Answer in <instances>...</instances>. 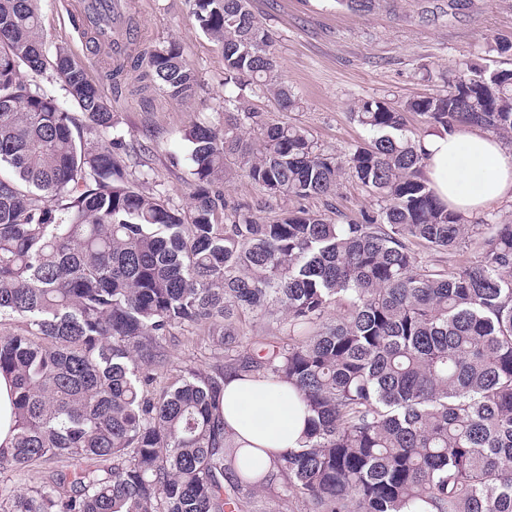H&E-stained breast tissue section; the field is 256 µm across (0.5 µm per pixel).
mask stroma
<instances>
[{"label":"stroma","instance_id":"stroma-1","mask_svg":"<svg viewBox=\"0 0 512 512\" xmlns=\"http://www.w3.org/2000/svg\"><path fill=\"white\" fill-rule=\"evenodd\" d=\"M67 2L40 0L47 43L68 46L111 101L129 171L147 174L146 190L169 206L188 208L193 186L184 132L193 124H224V59L220 46L198 27L194 0H127L139 51L171 41L181 44L200 83L190 106L159 90L136 93L140 72L130 67L121 76V91H114L107 50L96 48L73 23ZM251 10L273 33L279 78L300 102L298 110L283 112L273 100L260 97L253 99L254 108L269 120L304 127L332 154L368 142L367 131L351 116L350 108L359 100H381L398 108L408 99L441 93L446 77L469 61L491 71L512 69V56L493 49L497 39L512 40V0H378L364 15L335 0H251ZM378 206L368 189L347 175L332 198L277 201L267 215L330 208L345 221ZM467 221L477 232L455 250L415 246L421 265L445 271L473 259L496 225L512 224V203L468 214ZM168 352L171 365L161 370L166 379L171 366L207 370L223 356L202 327L176 331Z\"/></svg>","mask_w":512,"mask_h":512}]
</instances>
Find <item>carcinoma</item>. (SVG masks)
I'll return each mask as SVG.
<instances>
[{
  "mask_svg": "<svg viewBox=\"0 0 512 512\" xmlns=\"http://www.w3.org/2000/svg\"><path fill=\"white\" fill-rule=\"evenodd\" d=\"M39 0H0V373L11 377L13 442L0 469L56 464L26 490L0 487V512H247L242 482L306 512H512V224L478 259L418 266L412 246L452 250L474 225L423 176L421 136L472 126L512 134V70L466 65L443 93L396 109L361 100L370 140L327 154L303 128L269 122L249 98L299 108L274 38L250 0H196L224 55V130H186L190 208L170 207L127 171L112 104L71 50L48 53ZM125 65L185 101L199 87L180 45ZM51 67L87 122L22 72ZM259 131L256 140L247 138ZM267 198L336 193L351 173L383 206L345 224L300 209L266 220L227 210L228 158ZM284 313L280 335L238 353L242 318ZM206 326L224 362L170 382L173 330ZM229 373L295 388L308 414L299 447L267 474L226 442Z\"/></svg>",
  "mask_w": 512,
  "mask_h": 512,
  "instance_id": "cac0c4a2",
  "label": "carcinoma"
}]
</instances>
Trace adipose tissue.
Instances as JSON below:
<instances>
[{
    "label": "adipose tissue",
    "instance_id": "adipose-tissue-1",
    "mask_svg": "<svg viewBox=\"0 0 512 512\" xmlns=\"http://www.w3.org/2000/svg\"><path fill=\"white\" fill-rule=\"evenodd\" d=\"M431 187L449 209L464 214L512 201V149L470 127L433 132L421 141ZM288 383L229 376L224 383V432L246 450L258 449L264 468L295 448L305 413Z\"/></svg>",
    "mask_w": 512,
    "mask_h": 512
}]
</instances>
